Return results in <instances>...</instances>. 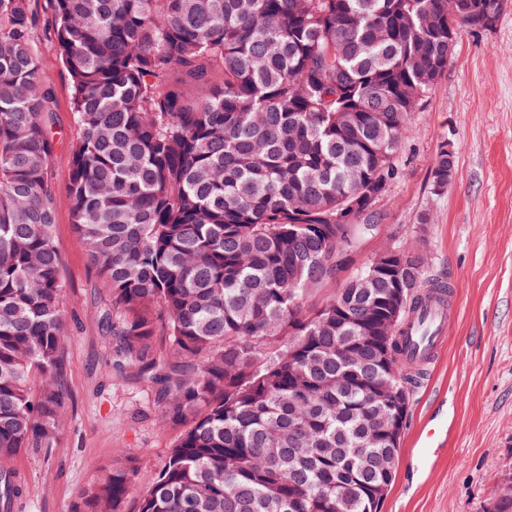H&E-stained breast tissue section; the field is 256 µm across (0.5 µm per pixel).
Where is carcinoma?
<instances>
[{
	"label": "carcinoma",
	"mask_w": 512,
	"mask_h": 512,
	"mask_svg": "<svg viewBox=\"0 0 512 512\" xmlns=\"http://www.w3.org/2000/svg\"><path fill=\"white\" fill-rule=\"evenodd\" d=\"M72 87L68 203L110 290L112 371L134 367L163 424L185 422L138 512H378L363 483L387 451L371 419L406 426L410 312L443 291L403 246L400 280L366 266L313 312L397 175L412 113L448 69V34L502 0H53ZM30 0H0V462L49 456L68 389L55 112ZM455 156L441 147L433 192ZM402 295L393 400L369 330ZM134 483L103 469L83 512H124ZM22 496L0 465V512Z\"/></svg>",
	"instance_id": "carcinoma-1"
}]
</instances>
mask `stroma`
Segmentation results:
<instances>
[{"label":"stroma","mask_w":512,"mask_h":512,"mask_svg":"<svg viewBox=\"0 0 512 512\" xmlns=\"http://www.w3.org/2000/svg\"><path fill=\"white\" fill-rule=\"evenodd\" d=\"M35 50L55 94L50 168L60 197L54 237L61 254L68 333L66 422L51 457L28 448L10 459L24 475L19 512H77L102 467L135 470L126 512L164 463L182 424L160 427L150 389L135 369L117 376L99 324L108 287L72 224L66 200L72 164L71 84L54 45L52 0H31ZM397 155L398 174L377 210L378 229L354 256L362 267L385 246L414 244L431 274L450 283L445 346L410 393L395 479L380 512H487L512 481V7L492 30L465 29ZM455 173L434 193L441 145ZM429 224H421V216ZM448 418V445L421 458L420 426Z\"/></svg>","instance_id":"stroma-1"}]
</instances>
